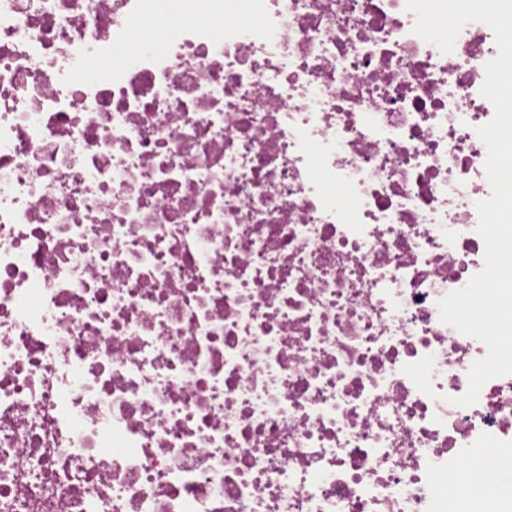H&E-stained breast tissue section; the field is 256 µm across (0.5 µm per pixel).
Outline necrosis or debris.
<instances>
[{"instance_id": "necrosis-or-debris-1", "label": "necrosis or debris", "mask_w": 512, "mask_h": 512, "mask_svg": "<svg viewBox=\"0 0 512 512\" xmlns=\"http://www.w3.org/2000/svg\"><path fill=\"white\" fill-rule=\"evenodd\" d=\"M415 22L0 0V512H451L475 457L512 512V375L453 405L488 347L438 308L484 267L498 47Z\"/></svg>"}]
</instances>
